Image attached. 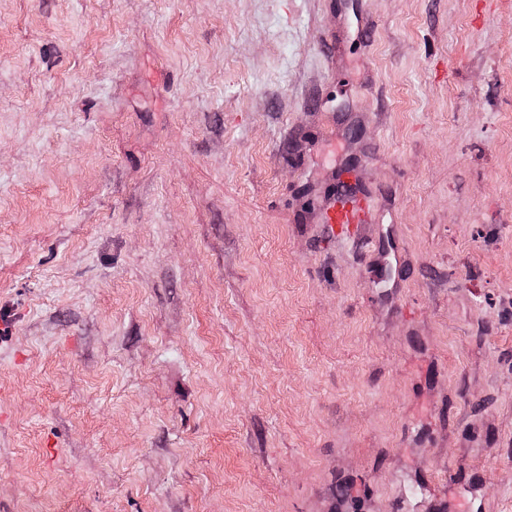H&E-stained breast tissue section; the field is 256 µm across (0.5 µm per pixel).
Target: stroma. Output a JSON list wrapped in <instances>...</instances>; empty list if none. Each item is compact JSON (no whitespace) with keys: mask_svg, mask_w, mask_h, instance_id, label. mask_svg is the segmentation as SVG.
Listing matches in <instances>:
<instances>
[{"mask_svg":"<svg viewBox=\"0 0 512 512\" xmlns=\"http://www.w3.org/2000/svg\"><path fill=\"white\" fill-rule=\"evenodd\" d=\"M469 505L512 512V0H0V512ZM368 220V208L365 202L352 199L350 196L336 201V197L324 208L321 224H327L332 233L336 234V225L350 230Z\"/></svg>","mask_w":512,"mask_h":512,"instance_id":"1","label":"stroma"}]
</instances>
